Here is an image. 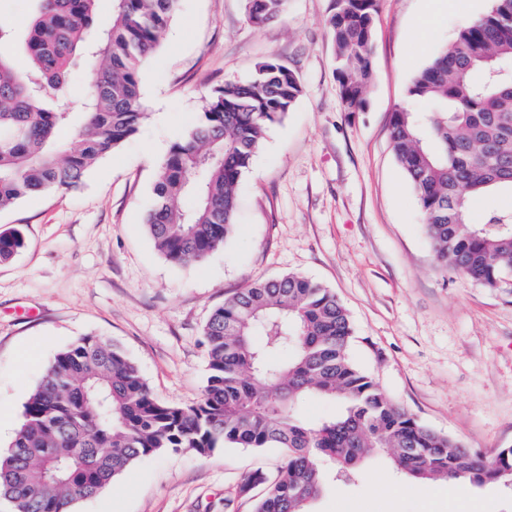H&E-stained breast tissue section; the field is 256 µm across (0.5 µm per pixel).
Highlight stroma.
Listing matches in <instances>:
<instances>
[{
  "label": "stroma",
  "mask_w": 512,
  "mask_h": 512,
  "mask_svg": "<svg viewBox=\"0 0 512 512\" xmlns=\"http://www.w3.org/2000/svg\"><path fill=\"white\" fill-rule=\"evenodd\" d=\"M491 0H458L427 37L426 0H380L363 111L345 108L328 32L333 0H288L256 27L244 0H178L140 71L147 120L71 189L0 211V232L25 245L0 263V409L23 406L55 355L93 335L119 344L162 402L203 394V327L246 282L298 273L330 288L353 320L352 358L428 427L487 453L512 448V288L490 291L438 268L390 116L414 74L450 47ZM274 59L299 77L296 104L265 134L237 190L232 237L204 262L168 263L143 224L170 147L209 94ZM34 360L25 364L22 353ZM277 448L227 446L143 460L73 512H255ZM312 512H448L429 483L373 458L352 483L329 486Z\"/></svg>",
  "instance_id": "stroma-1"
}]
</instances>
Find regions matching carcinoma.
I'll return each instance as SVG.
<instances>
[{
    "mask_svg": "<svg viewBox=\"0 0 512 512\" xmlns=\"http://www.w3.org/2000/svg\"><path fill=\"white\" fill-rule=\"evenodd\" d=\"M98 0H34L26 30L0 28V210L34 193L76 186L101 157L147 119L139 70L177 0H112V23L94 28ZM379 0H334L328 27L348 111L366 105ZM288 0H245L257 27L282 17ZM85 61L88 91L66 87ZM302 85L287 66L260 63L246 82L205 100L187 135L159 166L143 223L173 265L205 260L235 228L237 188L267 128ZM409 101L391 114L394 158L408 178L438 266L489 290L512 272V207L470 221L473 203L512 193V0L483 18L418 71ZM81 140L58 133L74 122ZM25 244L0 233V261ZM208 375L202 398L182 407L152 394L117 344L87 336L59 351L24 404L0 453V500L12 512H72L134 464L188 448H279L284 463L256 512H311L330 482L355 481L374 453L416 481L484 485L512 477V449L485 456L437 433L399 407L350 354L354 327L336 295L287 274L249 282L213 311L203 330ZM339 412L311 421L306 404Z\"/></svg>",
    "mask_w": 512,
    "mask_h": 512,
    "instance_id": "cac0c4a2",
    "label": "carcinoma"
}]
</instances>
